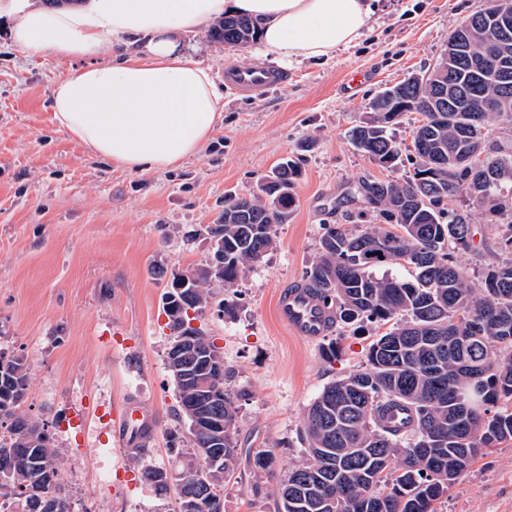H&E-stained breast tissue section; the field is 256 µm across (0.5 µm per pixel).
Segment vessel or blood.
<instances>
[{
  "instance_id": "b4317fda",
  "label": "vessel or blood",
  "mask_w": 512,
  "mask_h": 512,
  "mask_svg": "<svg viewBox=\"0 0 512 512\" xmlns=\"http://www.w3.org/2000/svg\"><path fill=\"white\" fill-rule=\"evenodd\" d=\"M287 82V73L264 66L228 67L224 70L225 85L249 98L264 96ZM276 312L291 334L306 341L315 342L328 336L335 326L332 307L294 284L278 292ZM155 431L154 414L147 406L131 404L116 409L112 437L119 447L141 445Z\"/></svg>"
}]
</instances>
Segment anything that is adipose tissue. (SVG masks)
Here are the masks:
<instances>
[{
	"label": "adipose tissue",
	"instance_id": "obj_1",
	"mask_svg": "<svg viewBox=\"0 0 512 512\" xmlns=\"http://www.w3.org/2000/svg\"><path fill=\"white\" fill-rule=\"evenodd\" d=\"M375 12L374 0H0L20 51L94 56L56 82L54 116L93 154L134 172L198 154L221 119L215 81L185 53L182 35L243 15L273 60L329 59L370 29Z\"/></svg>",
	"mask_w": 512,
	"mask_h": 512
}]
</instances>
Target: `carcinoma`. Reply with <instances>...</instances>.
I'll return each mask as SVG.
<instances>
[{
  "mask_svg": "<svg viewBox=\"0 0 512 512\" xmlns=\"http://www.w3.org/2000/svg\"><path fill=\"white\" fill-rule=\"evenodd\" d=\"M218 42L243 45L257 39L244 17L218 21ZM498 40L496 23L474 27L468 58L441 60L427 83H396V109L386 95L375 101V117L353 129L355 146L387 168L397 165L398 143L387 132L404 112L422 123L413 132V175L404 182L362 185L368 203L384 207L391 227L355 233L334 224L320 241V254L304 280L336 307L344 323L392 324L370 345L367 367L329 383L304 418L305 464L280 489L279 512H438L448 488L482 451L512 440V259L487 268L470 283L454 253L478 248L467 215L444 201L462 197L488 221L512 213V179L494 184L500 168L512 170V145L489 143L490 119L512 125V80L485 77L481 91L499 103L487 112H460L454 88L472 80L473 63ZM485 155L488 169L473 168ZM298 165L283 160L259 193L224 202L220 223L208 228L213 251L224 263H208L175 277L164 312L176 331L173 344L191 337L180 357L166 356L180 414L188 420L189 451L174 477L175 512H224V487L236 479L238 431L235 401L224 377L207 359L223 354L192 318L211 300L209 289L230 288L275 245V227L288 217ZM397 264L408 276H377ZM30 377L22 356L0 359V499L12 512H73L62 493L61 463L45 427L21 411ZM506 409L489 416V408ZM403 417L395 425L389 415ZM224 426V444H213L212 425ZM426 443L433 449L419 454ZM253 473L272 475L273 454L258 450ZM141 477L168 485V472L146 466Z\"/></svg>",
  "mask_w": 512,
  "mask_h": 512,
  "instance_id": "1",
  "label": "carcinoma"
}]
</instances>
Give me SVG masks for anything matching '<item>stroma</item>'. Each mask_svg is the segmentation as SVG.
<instances>
[{
	"mask_svg": "<svg viewBox=\"0 0 512 512\" xmlns=\"http://www.w3.org/2000/svg\"><path fill=\"white\" fill-rule=\"evenodd\" d=\"M489 0H380L371 30L329 61L288 64L290 80L249 100L225 91L223 118L201 152L179 166L134 173L91 153L63 130L50 108L55 83L85 59L18 51L0 19V352L24 356L30 394L25 411L48 430L61 459L62 491L74 512H174L175 494L143 483L139 466L177 470L188 424L177 414L166 368L174 333L163 311L172 274L205 263L207 227L224 200L257 192L282 159L301 175L276 245L195 316L224 355L225 387L238 407V481L224 512H278L279 487L305 463L303 423L324 386L364 369L383 326L337 324L309 343L276 315L278 290L302 279L327 226L356 231L386 226L362 183L405 180L412 132L405 113L393 127L402 147L393 168L356 150L350 129L371 120L389 85L431 72L448 36ZM185 51L223 84L231 64L272 65L259 42H215L189 35ZM362 75L349 88L353 75ZM482 245L457 262L469 280L500 261L504 221L471 212ZM231 307L221 311L219 299ZM150 402L156 433L142 461L108 441L115 406ZM274 453L271 477L256 479L249 449ZM260 493H253V485ZM440 512H512V440L490 449L448 491Z\"/></svg>",
	"mask_w": 512,
	"mask_h": 512,
	"instance_id": "35a3bbf8",
	"label": "stroma"
}]
</instances>
